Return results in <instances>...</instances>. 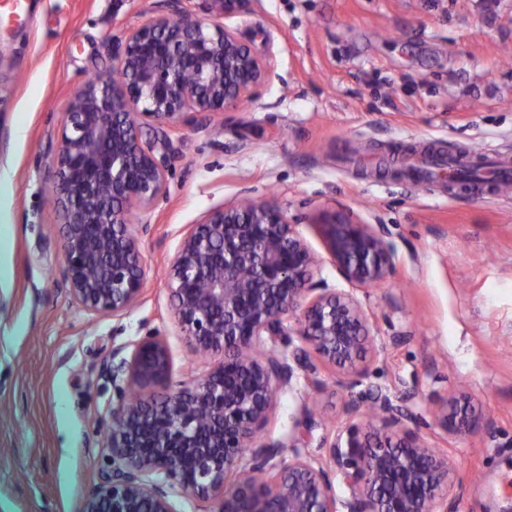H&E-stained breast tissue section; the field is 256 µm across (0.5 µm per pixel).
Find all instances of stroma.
Masks as SVG:
<instances>
[{"instance_id": "obj_1", "label": "stroma", "mask_w": 512, "mask_h": 512, "mask_svg": "<svg viewBox=\"0 0 512 512\" xmlns=\"http://www.w3.org/2000/svg\"><path fill=\"white\" fill-rule=\"evenodd\" d=\"M25 3L0 16V512H79L108 469L113 349L159 334L174 380L205 371L172 319L165 269L191 225L247 197L287 213L315 281L339 291L323 223L384 225L394 271L356 292L383 346L365 385L399 397L410 428L453 458L448 512H512V189L396 174L425 149L512 159V0H259L226 17L269 77L253 101L171 133L167 195L132 218L150 226L146 287L121 319L90 316L58 282L51 158L72 97L115 74L107 41L155 0ZM458 388L482 414L462 437L432 414ZM350 400L342 377L317 392L296 371L266 433L288 439L312 413L318 453Z\"/></svg>"}]
</instances>
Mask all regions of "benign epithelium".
I'll return each instance as SVG.
<instances>
[{
	"label": "benign epithelium",
	"instance_id": "obj_1",
	"mask_svg": "<svg viewBox=\"0 0 512 512\" xmlns=\"http://www.w3.org/2000/svg\"><path fill=\"white\" fill-rule=\"evenodd\" d=\"M191 0H158L147 18L112 41L118 79L97 78L63 113L52 158V202L63 220L61 285L92 315L127 316L147 281V224H129L167 192L165 144L188 115L199 125L254 96L263 61L237 33L193 11ZM230 16L253 0H209ZM337 273L365 288L385 281L394 250L379 224H324ZM316 259L277 205L243 199L209 213L184 234L168 269L174 320L192 353L214 360L198 378L173 381L166 341L144 336L103 373L123 383L103 452L111 469L81 512H442L456 468L407 427L409 413L381 392L374 420L349 426L307 451L313 419L286 441L262 438L279 393L304 370H339L362 384L367 355L382 349L371 317L350 292L313 281ZM297 337L284 353L279 341ZM446 433L481 419L472 396L436 406ZM288 456H283V449ZM350 490L336 497L333 477Z\"/></svg>",
	"mask_w": 512,
	"mask_h": 512
}]
</instances>
